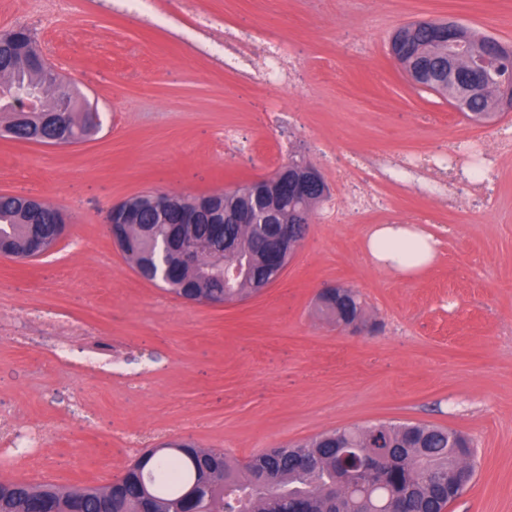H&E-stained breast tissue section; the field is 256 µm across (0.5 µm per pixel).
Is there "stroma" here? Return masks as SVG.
Listing matches in <instances>:
<instances>
[{
    "instance_id": "stroma-1",
    "label": "stroma",
    "mask_w": 512,
    "mask_h": 512,
    "mask_svg": "<svg viewBox=\"0 0 512 512\" xmlns=\"http://www.w3.org/2000/svg\"><path fill=\"white\" fill-rule=\"evenodd\" d=\"M417 20L512 45V0H0V34L34 35L101 119L72 146L0 137V193L67 220L48 255L0 257V416L44 436L33 461L0 445V477L101 486L165 439L243 463L333 429L428 423L472 442L474 478L446 512H512V112L476 123L415 87L388 42ZM270 46L287 81L262 71ZM461 142L469 159L436 167ZM293 161L328 195L260 294L185 302L106 232L132 194L232 190ZM377 224L423 225L433 262L375 266ZM335 285L373 331L321 315Z\"/></svg>"
}]
</instances>
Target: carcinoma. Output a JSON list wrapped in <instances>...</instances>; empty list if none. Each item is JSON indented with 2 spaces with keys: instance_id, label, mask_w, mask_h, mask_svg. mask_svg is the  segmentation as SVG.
Returning <instances> with one entry per match:
<instances>
[{
  "instance_id": "cac0c4a2",
  "label": "carcinoma",
  "mask_w": 512,
  "mask_h": 512,
  "mask_svg": "<svg viewBox=\"0 0 512 512\" xmlns=\"http://www.w3.org/2000/svg\"><path fill=\"white\" fill-rule=\"evenodd\" d=\"M42 53L38 41L20 29L11 45L0 50V90L33 88L43 93L48 110L58 107L60 97L73 93L61 84L44 80L32 61ZM452 51L435 43L431 24L419 26L402 54L406 68L417 70L421 62L441 74ZM512 93V49L501 47L495 72L468 97L461 112L477 121L493 118L499 99ZM9 101L0 96V120L5 127L25 128L38 117L19 116L7 109ZM88 113L74 112L66 122L74 143L86 140ZM249 187L216 192L211 198L227 204L244 199ZM122 221L117 246L133 269L145 280L160 282L175 295L218 299L234 293L237 300L252 294V283L240 282L228 290L218 276L202 279L198 270L184 265L180 254L156 253V243L175 230L188 227L189 240L201 247L200 265L250 262L261 277L267 276L263 254L254 248L262 240L260 224H226L217 236L213 226L201 219L186 221L178 208L161 210L153 191L138 194ZM62 211L44 202L24 204L0 196V250L25 260L32 242L39 239L43 250L51 251L65 231ZM360 304L349 290L337 298L342 316H355ZM338 444L374 457L371 473L350 472L343 467ZM471 456L467 439L441 426L414 423H378L367 427L341 428L323 433L309 442L270 448L245 465L229 460L220 448L188 445L158 454L145 452L124 476L103 494L99 487L83 492L50 483L32 484L0 477V512H353L355 497L343 495L341 479L369 488L368 497L377 507L388 501L401 502L405 512H445L472 480L473 467L462 463ZM453 472L454 484L438 476Z\"/></svg>"
}]
</instances>
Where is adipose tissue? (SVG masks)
<instances>
[{
  "label": "adipose tissue",
  "instance_id": "adipose-tissue-1",
  "mask_svg": "<svg viewBox=\"0 0 512 512\" xmlns=\"http://www.w3.org/2000/svg\"><path fill=\"white\" fill-rule=\"evenodd\" d=\"M373 262L398 274H412L429 265L435 255L432 238L414 224H384L365 241Z\"/></svg>",
  "mask_w": 512,
  "mask_h": 512
}]
</instances>
